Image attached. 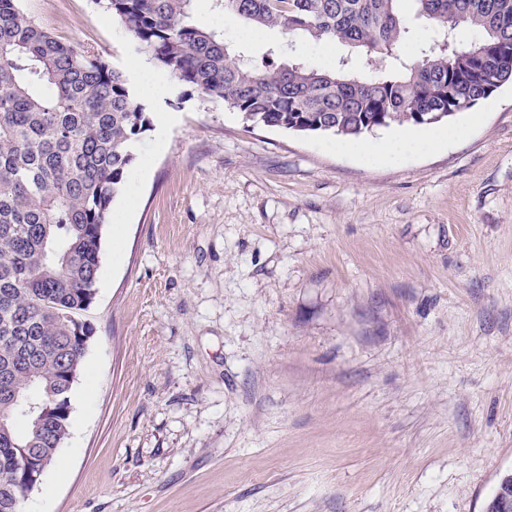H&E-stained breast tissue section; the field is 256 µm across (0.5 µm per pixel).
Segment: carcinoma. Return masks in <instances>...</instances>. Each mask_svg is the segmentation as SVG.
I'll return each mask as SVG.
<instances>
[{"instance_id": "1", "label": "carcinoma", "mask_w": 512, "mask_h": 512, "mask_svg": "<svg viewBox=\"0 0 512 512\" xmlns=\"http://www.w3.org/2000/svg\"><path fill=\"white\" fill-rule=\"evenodd\" d=\"M193 0H107L139 47L177 82L250 122L359 137L455 115L512 82V0H215L252 26L333 40L350 53L323 71L302 57L257 64L198 26ZM432 44L408 54L416 24ZM467 27L479 38L463 42ZM151 125L127 77L54 38L0 0V512H23L21 450L56 459L69 434L70 375L93 327L112 200ZM42 404L34 425L25 397Z\"/></svg>"}]
</instances>
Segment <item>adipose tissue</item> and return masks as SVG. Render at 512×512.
Segmentation results:
<instances>
[{
	"mask_svg": "<svg viewBox=\"0 0 512 512\" xmlns=\"http://www.w3.org/2000/svg\"><path fill=\"white\" fill-rule=\"evenodd\" d=\"M463 133L458 129H439L422 136L403 131L390 137L366 142L360 140L337 143V150L363 157L392 161L407 154L421 153L428 150L435 142L462 139Z\"/></svg>",
	"mask_w": 512,
	"mask_h": 512,
	"instance_id": "1",
	"label": "adipose tissue"
}]
</instances>
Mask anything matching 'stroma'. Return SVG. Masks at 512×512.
Segmentation results:
<instances>
[{
	"mask_svg": "<svg viewBox=\"0 0 512 512\" xmlns=\"http://www.w3.org/2000/svg\"><path fill=\"white\" fill-rule=\"evenodd\" d=\"M152 125L103 227L67 439L24 512H485L512 473V84L396 163L154 97L104 0H20ZM332 69L344 48L194 0Z\"/></svg>",
	"mask_w": 512,
	"mask_h": 512,
	"instance_id": "obj_1",
	"label": "stroma"
}]
</instances>
